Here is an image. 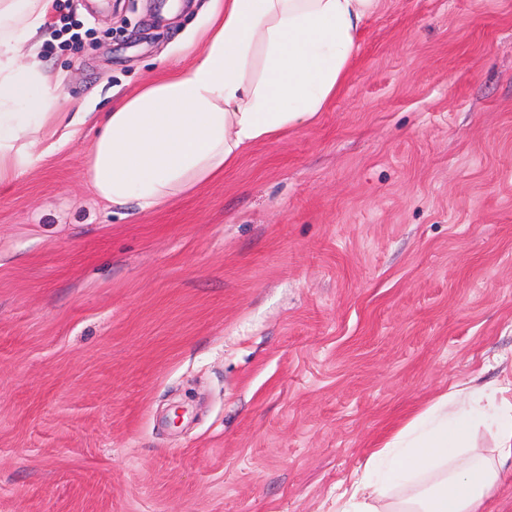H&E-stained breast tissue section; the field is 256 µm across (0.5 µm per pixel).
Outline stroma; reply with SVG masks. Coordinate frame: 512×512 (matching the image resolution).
<instances>
[{"label": "stroma", "instance_id": "stroma-1", "mask_svg": "<svg viewBox=\"0 0 512 512\" xmlns=\"http://www.w3.org/2000/svg\"><path fill=\"white\" fill-rule=\"evenodd\" d=\"M179 2L44 27L90 118L0 185V512H335L444 393L512 402V0H384L313 123L119 214L95 115L192 62Z\"/></svg>", "mask_w": 512, "mask_h": 512}]
</instances>
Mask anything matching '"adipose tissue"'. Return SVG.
Returning a JSON list of instances; mask_svg holds the SVG:
<instances>
[{
  "label": "adipose tissue",
  "instance_id": "adipose-tissue-1",
  "mask_svg": "<svg viewBox=\"0 0 512 512\" xmlns=\"http://www.w3.org/2000/svg\"><path fill=\"white\" fill-rule=\"evenodd\" d=\"M382 0H214L194 62L153 81L104 113L87 178L115 207L154 209L223 176L255 145L313 122L334 98L359 35ZM50 0H0V183L37 159V141L66 143L87 115L63 119L60 81L38 59ZM497 420V456L439 476L469 447L486 417ZM512 459V403L477 388L468 406L447 396L410 420L340 493L337 512H480ZM423 492L392 500L400 480Z\"/></svg>",
  "mask_w": 512,
  "mask_h": 512
}]
</instances>
